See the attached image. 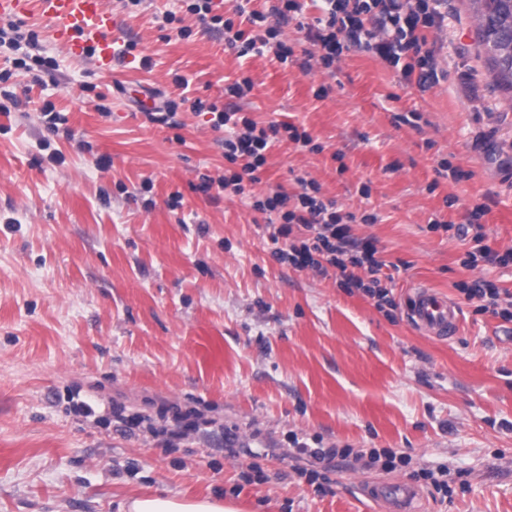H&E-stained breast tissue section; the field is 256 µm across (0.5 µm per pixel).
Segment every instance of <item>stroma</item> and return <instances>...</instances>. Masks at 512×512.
<instances>
[{
	"instance_id": "obj_1",
	"label": "stroma",
	"mask_w": 512,
	"mask_h": 512,
	"mask_svg": "<svg viewBox=\"0 0 512 512\" xmlns=\"http://www.w3.org/2000/svg\"><path fill=\"white\" fill-rule=\"evenodd\" d=\"M105 4L135 46L112 75L74 55L34 8L19 20L55 64L5 83L29 103L9 109L0 96V512H120L146 493L231 498L241 512H380L360 486L411 480L344 463L323 494L290 462L231 453L291 432L448 464L453 495L419 487L417 512H512V322L477 313L455 288L485 278L512 292V264L465 268L469 239L428 226L467 223L484 204L488 244L512 248V94L494 81L470 0H448L446 27L427 33L442 77L425 92L355 49L332 77L270 53L238 57L179 0ZM245 76L255 83L247 117L292 123L321 146L275 144L255 192L297 193L302 176L344 210L376 214L351 233L375 238L395 265L392 313L277 262L265 215L197 191L231 165L207 115L180 98L223 103L225 85ZM168 99L180 104L176 129L146 117ZM47 100L67 113L70 136L39 122ZM410 112L414 123H394ZM46 141L63 163L42 162ZM102 154L109 170L96 165ZM444 159L466 178L440 173ZM417 285L459 305L458 336L410 326ZM88 400L95 415L79 409ZM162 405L224 431L169 448L111 423L112 407L153 417Z\"/></svg>"
}]
</instances>
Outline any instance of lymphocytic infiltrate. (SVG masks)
I'll return each instance as SVG.
<instances>
[{
  "label": "lymphocytic infiltrate",
  "instance_id": "lymphocytic-infiltrate-1",
  "mask_svg": "<svg viewBox=\"0 0 512 512\" xmlns=\"http://www.w3.org/2000/svg\"><path fill=\"white\" fill-rule=\"evenodd\" d=\"M189 13L198 15L209 26L220 28L230 48L238 56L273 53L280 63H288L294 49L280 37L283 26L297 22L304 38L317 46V60H303L302 71H310L320 64L328 75H335L336 65L344 51L350 48L371 53L391 66L397 67L404 81H416L420 90L437 84L441 74L435 56L427 46V32L444 26L448 15L444 11L446 0H322V17L314 22H301L303 6L300 0H276L264 10H246L236 5L235 12L244 25L235 28L232 19L217 14L215 0H184ZM253 88L250 78L236 80L224 88L226 102L217 106L200 99L191 109L207 113L213 130L218 131L216 144L226 161L240 164L239 172L219 178L202 176L199 191L252 197L254 211L278 214L281 224L269 236L271 254L279 262L298 269H311L321 276H334L338 286L347 292L359 291L375 302L376 308L392 305L391 291L385 285L388 278L385 261L374 238H354L351 226L355 223L371 224V214L357 215L342 212L335 200L323 199L319 186L312 181H301V190L291 195L277 191L266 196H252L250 188L259 184V173L266 163V153L281 140L301 146L312 144V137L290 123L272 122L262 126L243 116L242 103ZM485 206H474L469 213L468 228L471 247L463 260L464 267L473 268L479 262L501 266L512 262V249L493 250L486 242L481 222ZM457 290L476 304L479 313H491L512 321V300L505 299L502 288L491 280L478 278L460 282ZM289 460L300 463L314 461L315 471L309 472L310 483H317L322 473L330 472L337 460L347 458L362 467H380L386 472L409 466L412 457L407 453L390 450L353 451L334 445H311L307 437L290 434Z\"/></svg>",
  "mask_w": 512,
  "mask_h": 512
}]
</instances>
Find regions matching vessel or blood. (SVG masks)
Returning <instances> with one entry per match:
<instances>
[{"mask_svg": "<svg viewBox=\"0 0 512 512\" xmlns=\"http://www.w3.org/2000/svg\"><path fill=\"white\" fill-rule=\"evenodd\" d=\"M33 1L50 21L58 40L66 43L74 54H90L97 71L111 74L117 57L118 22L105 8L104 0H0V16L25 12ZM407 315L421 330L442 339L455 336L462 325L460 307L426 287L413 289ZM363 492L382 512H414L417 492L410 485L396 481L371 482L364 485Z\"/></svg>", "mask_w": 512, "mask_h": 512, "instance_id": "1", "label": "vessel or blood"}]
</instances>
